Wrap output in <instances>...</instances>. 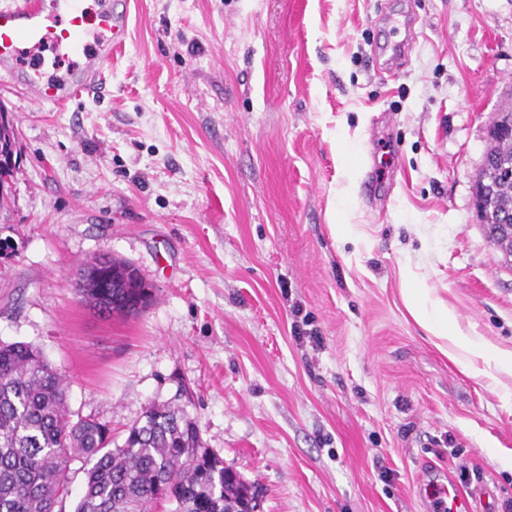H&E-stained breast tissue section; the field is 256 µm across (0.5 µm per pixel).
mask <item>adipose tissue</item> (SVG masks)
I'll return each instance as SVG.
<instances>
[{"label": "adipose tissue", "instance_id": "1", "mask_svg": "<svg viewBox=\"0 0 512 512\" xmlns=\"http://www.w3.org/2000/svg\"><path fill=\"white\" fill-rule=\"evenodd\" d=\"M403 295L414 318L434 336L451 340L457 347L483 358L487 363H501L503 356L499 351L460 336L447 308L426 300L420 289L407 286L403 290Z\"/></svg>", "mask_w": 512, "mask_h": 512}]
</instances>
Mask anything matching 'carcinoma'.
Instances as JSON below:
<instances>
[{
    "instance_id": "obj_1",
    "label": "carcinoma",
    "mask_w": 512,
    "mask_h": 512,
    "mask_svg": "<svg viewBox=\"0 0 512 512\" xmlns=\"http://www.w3.org/2000/svg\"><path fill=\"white\" fill-rule=\"evenodd\" d=\"M512 141L492 139L481 177H490L488 238L512 264L497 234L512 213ZM78 297L107 316H137L152 302L139 271L111 256L86 262L71 283ZM84 463L74 512H248L255 487L205 448L198 423L176 404H150L122 444L98 420L71 419L67 381L37 348L0 344V512H63L71 464Z\"/></svg>"
}]
</instances>
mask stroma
<instances>
[{"label":"stroma","mask_w":512,"mask_h":512,"mask_svg":"<svg viewBox=\"0 0 512 512\" xmlns=\"http://www.w3.org/2000/svg\"><path fill=\"white\" fill-rule=\"evenodd\" d=\"M110 70L68 112L0 85V343L39 348L116 439L179 404L259 512H426L427 466L512 500V367L454 359L402 297L512 354L475 200L512 0H135ZM102 255L152 286L139 316L75 295Z\"/></svg>","instance_id":"stroma-1"}]
</instances>
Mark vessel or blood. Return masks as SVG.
Listing matches in <instances>:
<instances>
[{
  "instance_id": "obj_1",
  "label": "vessel or blood",
  "mask_w": 512,
  "mask_h": 512,
  "mask_svg": "<svg viewBox=\"0 0 512 512\" xmlns=\"http://www.w3.org/2000/svg\"><path fill=\"white\" fill-rule=\"evenodd\" d=\"M129 8L112 0H9L0 7V80L21 88L33 105L57 109L91 89L106 90V69L114 49L128 37ZM61 54L71 65L63 76L42 73L46 54ZM450 512H476L493 499L489 484L470 491L437 490Z\"/></svg>"
}]
</instances>
